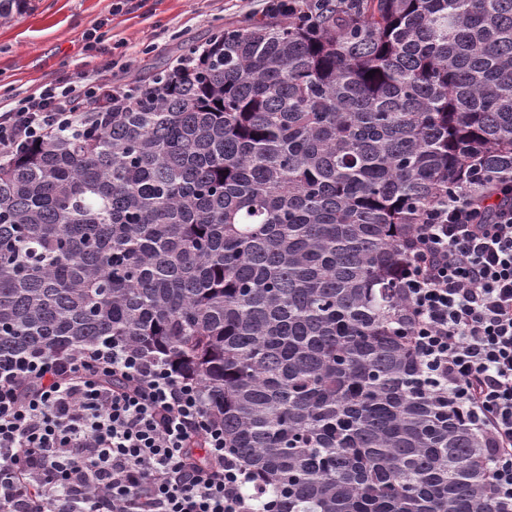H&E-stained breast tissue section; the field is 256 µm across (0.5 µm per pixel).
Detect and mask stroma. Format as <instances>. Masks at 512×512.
<instances>
[{"label":"stroma","instance_id":"1","mask_svg":"<svg viewBox=\"0 0 512 512\" xmlns=\"http://www.w3.org/2000/svg\"><path fill=\"white\" fill-rule=\"evenodd\" d=\"M265 0H31L0 21V100L20 98L76 72L100 74L115 90L152 67L176 60L183 41H202L247 17ZM105 52L85 48L89 32Z\"/></svg>","mask_w":512,"mask_h":512}]
</instances>
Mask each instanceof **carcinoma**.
I'll return each mask as SVG.
<instances>
[{"instance_id": "cac0c4a2", "label": "carcinoma", "mask_w": 512, "mask_h": 512, "mask_svg": "<svg viewBox=\"0 0 512 512\" xmlns=\"http://www.w3.org/2000/svg\"><path fill=\"white\" fill-rule=\"evenodd\" d=\"M317 5L226 26L103 127L0 163V355L167 358L278 512H498L398 288L429 209L512 183V0Z\"/></svg>"}]
</instances>
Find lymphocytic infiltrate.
Segmentation results:
<instances>
[{
  "label": "lymphocytic infiltrate",
  "instance_id": "f902f5d3",
  "mask_svg": "<svg viewBox=\"0 0 512 512\" xmlns=\"http://www.w3.org/2000/svg\"><path fill=\"white\" fill-rule=\"evenodd\" d=\"M99 85L48 86L0 109V162L104 124ZM448 195L403 249L401 292L423 382L477 434L486 493L512 512V191ZM196 381L107 338L0 357V512H267Z\"/></svg>",
  "mask_w": 512,
  "mask_h": 512
}]
</instances>
